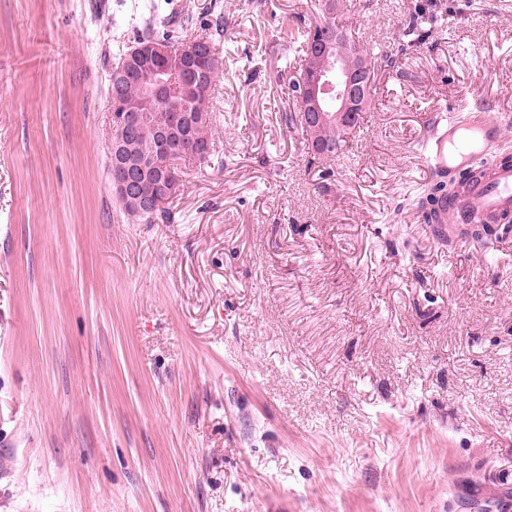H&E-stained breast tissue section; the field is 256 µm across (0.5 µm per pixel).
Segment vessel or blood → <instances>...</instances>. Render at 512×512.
Returning <instances> with one entry per match:
<instances>
[{"label":"vessel or blood","instance_id":"b4317fda","mask_svg":"<svg viewBox=\"0 0 512 512\" xmlns=\"http://www.w3.org/2000/svg\"><path fill=\"white\" fill-rule=\"evenodd\" d=\"M505 127L500 117L483 112H453L438 116L419 154L434 173H445L471 164L483 165L486 177L461 196L441 197L433 205L439 228L459 239L460 228L449 223V214L470 211L512 217V165L501 163L497 150Z\"/></svg>","mask_w":512,"mask_h":512}]
</instances>
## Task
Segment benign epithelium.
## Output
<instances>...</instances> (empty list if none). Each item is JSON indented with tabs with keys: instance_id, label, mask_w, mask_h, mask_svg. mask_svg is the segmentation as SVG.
Here are the masks:
<instances>
[{
	"instance_id": "7a95c632",
	"label": "benign epithelium",
	"mask_w": 512,
	"mask_h": 512,
	"mask_svg": "<svg viewBox=\"0 0 512 512\" xmlns=\"http://www.w3.org/2000/svg\"><path fill=\"white\" fill-rule=\"evenodd\" d=\"M130 56L135 60H152L166 56V52L150 42L137 45ZM179 58L182 60V82L194 90H199L206 78L214 76L210 56L195 41L184 43ZM311 61L308 75L301 80L300 110L305 123L317 128L334 125L342 131L350 130L358 108L365 106L369 99L374 60L361 47L349 43L347 34L336 31L319 39L312 49ZM164 75L165 72L159 69L155 71L144 105L125 113L119 132L111 139L109 147L114 194L146 212L157 210L162 197H172L179 191L178 182L169 177L165 165L157 161L153 162L152 168L161 177L162 192L148 189L144 178L146 156L133 154L135 129L152 118L147 108L155 106L167 95ZM195 115L204 117L201 112L179 113L173 123L159 128L160 139L180 142L200 155L208 153L211 144L197 141L190 132Z\"/></svg>"
}]
</instances>
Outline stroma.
<instances>
[{"label":"stroma","instance_id":"35a3bbf8","mask_svg":"<svg viewBox=\"0 0 512 512\" xmlns=\"http://www.w3.org/2000/svg\"><path fill=\"white\" fill-rule=\"evenodd\" d=\"M312 0H0V512H506L512 232L437 242L435 112L512 114V0H336L374 55L312 163L280 37ZM215 20L211 158L124 218L110 73L147 18Z\"/></svg>","mask_w":512,"mask_h":512}]
</instances>
